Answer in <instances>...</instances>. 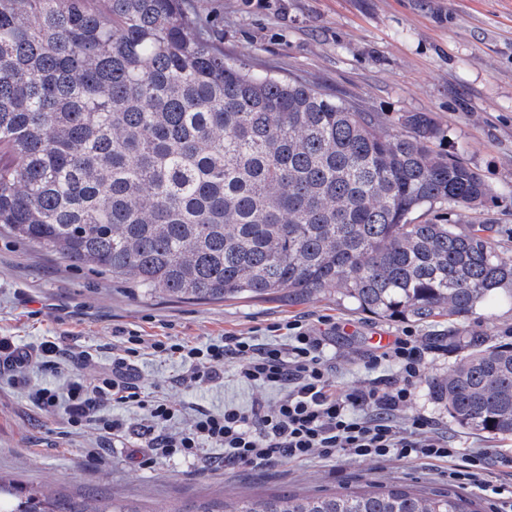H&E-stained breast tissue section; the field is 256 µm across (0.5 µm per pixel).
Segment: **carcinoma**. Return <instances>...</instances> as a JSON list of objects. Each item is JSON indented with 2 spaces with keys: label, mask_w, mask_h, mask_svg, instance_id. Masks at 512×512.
I'll list each match as a JSON object with an SVG mask.
<instances>
[{
  "label": "carcinoma",
  "mask_w": 512,
  "mask_h": 512,
  "mask_svg": "<svg viewBox=\"0 0 512 512\" xmlns=\"http://www.w3.org/2000/svg\"><path fill=\"white\" fill-rule=\"evenodd\" d=\"M187 0H0V226L138 297L207 304L336 293L388 319L466 318L512 257L479 169L434 149L426 112L380 116L309 81L252 73ZM446 204L454 218L419 222ZM432 381L462 428L512 437V344ZM0 512H143L0 478ZM150 512H481L404 485L227 496Z\"/></svg>",
  "instance_id": "carcinoma-1"
}]
</instances>
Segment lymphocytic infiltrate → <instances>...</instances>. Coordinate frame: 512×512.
<instances>
[{
	"instance_id": "1",
	"label": "lymphocytic infiltrate",
	"mask_w": 512,
	"mask_h": 512,
	"mask_svg": "<svg viewBox=\"0 0 512 512\" xmlns=\"http://www.w3.org/2000/svg\"><path fill=\"white\" fill-rule=\"evenodd\" d=\"M270 330L285 332L286 343H258L234 334L208 344L168 336L148 343L132 331L111 371L90 380L72 373L56 386L30 390L29 396L42 411L63 414L71 427L95 429L108 440L128 432L124 419L107 414L108 406L141 411L145 447L168 459H195L208 448L223 449L225 463L250 468L339 456L362 462L431 459L449 462L450 486L487 489L484 452L461 454L429 417H415L404 426L396 421L414 395L426 360L427 350L413 330H404L371 357L373 363L394 365L396 375L351 392L337 389L326 337L316 326L293 320L272 324ZM146 344L158 355L180 359L185 367L180 384L223 383L224 366L230 363L241 384L275 391L277 397L247 407L228 402L216 410L200 409L188 427L172 429L181 406L138 383L135 359ZM58 352L52 341L21 347L0 336V357L17 383L24 382L31 365L58 369Z\"/></svg>"
}]
</instances>
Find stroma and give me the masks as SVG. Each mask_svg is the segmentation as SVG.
<instances>
[{
	"instance_id": "35a3bbf8",
	"label": "stroma",
	"mask_w": 512,
	"mask_h": 512,
	"mask_svg": "<svg viewBox=\"0 0 512 512\" xmlns=\"http://www.w3.org/2000/svg\"><path fill=\"white\" fill-rule=\"evenodd\" d=\"M214 22L225 53L255 72L298 74L327 93L381 115L390 128L409 112L429 113L440 129L437 151L477 167L492 189L483 207L467 211L472 224H492L502 252L512 255V0H195ZM327 317L336 324L330 363L337 385L362 389L379 372L369 364L379 334L414 328L431 346L420 382L400 424L431 417L453 443L489 454L493 485L512 486V437L477 434L457 425L430 393L462 350L455 339L478 336L488 344L512 343V297L500 294L461 321L444 318L408 325L377 319L336 294L300 302L232 300L209 304L150 301L131 296L111 274L76 269L46 250L0 231V336L34 346L43 340L62 350L63 370L96 377L112 363V347L127 332L216 341L234 333L266 341L268 325ZM92 360L81 364V354ZM174 358L147 353L138 361L140 384L188 408L223 407L234 401H270V390L240 387L232 366L220 386L184 387ZM60 373L38 367L27 384L0 376V476L29 486H53L82 496L113 491L149 508L164 502L206 501L227 495L274 492L314 494L371 482L408 484L448 493V465L428 460L331 462L310 459L241 468L221 463L222 449L201 460H161L150 468L134 460L139 412L118 406L108 412L128 419L132 431L104 442L95 432L70 433L65 421L36 407L35 385L56 384Z\"/></svg>"
}]
</instances>
